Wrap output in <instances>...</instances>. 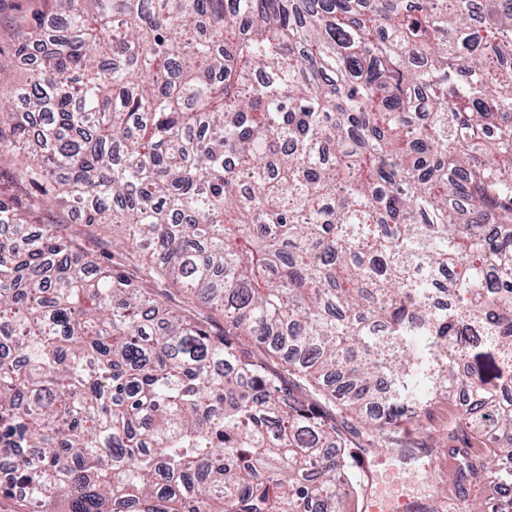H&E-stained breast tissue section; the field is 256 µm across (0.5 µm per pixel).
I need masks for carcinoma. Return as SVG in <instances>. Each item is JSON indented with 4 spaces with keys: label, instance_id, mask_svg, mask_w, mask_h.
<instances>
[{
    "label": "carcinoma",
    "instance_id": "obj_1",
    "mask_svg": "<svg viewBox=\"0 0 512 512\" xmlns=\"http://www.w3.org/2000/svg\"><path fill=\"white\" fill-rule=\"evenodd\" d=\"M57 2L0 85V495L336 512L466 397L512 512V0Z\"/></svg>",
    "mask_w": 512,
    "mask_h": 512
}]
</instances>
